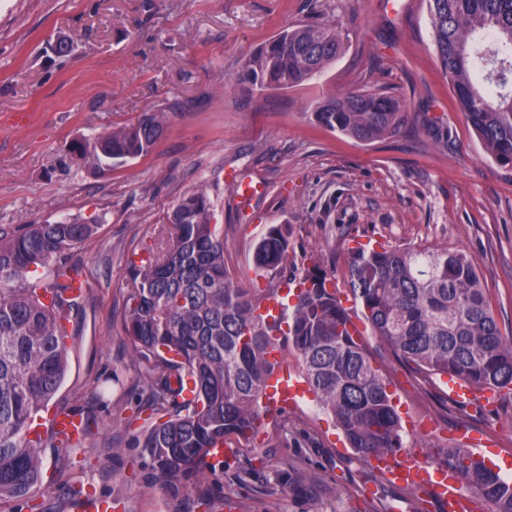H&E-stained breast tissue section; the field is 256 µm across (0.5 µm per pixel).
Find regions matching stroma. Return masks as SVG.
Listing matches in <instances>:
<instances>
[{
    "label": "stroma",
    "mask_w": 512,
    "mask_h": 512,
    "mask_svg": "<svg viewBox=\"0 0 512 512\" xmlns=\"http://www.w3.org/2000/svg\"><path fill=\"white\" fill-rule=\"evenodd\" d=\"M336 27L344 54L303 85L248 89L241 61L281 29ZM380 86L416 113L413 130L363 143L309 121L324 98ZM168 115L148 155L102 176L70 158L75 140ZM24 122H16V115ZM260 184L241 199L234 179ZM205 191L227 266L253 287L255 244L269 225L290 231L298 268L345 279L354 242L461 249L472 256L503 336H512V166L484 151L436 58L427 0H0V232L76 218L95 225L68 254L86 281L53 411L95 410L81 446L43 452L35 508L78 512L77 490L112 512H435L349 447L300 388L270 403L254 447L236 449L180 499L147 483L132 439L145 424L146 365L123 331L128 261L152 246L181 199ZM360 333L402 418L401 456L436 462L439 448L489 437L512 459V393L466 407L446 377L411 373L368 325ZM112 392L100 397L105 379Z\"/></svg>",
    "instance_id": "stroma-1"
}]
</instances>
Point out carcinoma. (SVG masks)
<instances>
[{
	"instance_id": "obj_1",
	"label": "carcinoma",
	"mask_w": 512,
	"mask_h": 512,
	"mask_svg": "<svg viewBox=\"0 0 512 512\" xmlns=\"http://www.w3.org/2000/svg\"><path fill=\"white\" fill-rule=\"evenodd\" d=\"M440 67L460 111L485 151L512 164V0H428ZM344 53L331 25H296L262 44L242 64V80L259 88L297 87ZM310 121L361 142L397 134L410 118L395 96L376 87L335 95L307 113ZM167 113L77 140L87 170L100 176L147 155ZM204 192L184 197L167 216L166 246L141 264L123 331L148 364L150 391L141 410L154 423L136 443L151 460L148 481L178 498L211 467L215 448L251 446L263 426L262 399L279 366L267 350L293 348L317 404L332 414L349 446L365 458L403 448V427L380 371L350 331L353 311L336 278L318 266L288 274L289 230L271 225L256 243L255 276L243 288L224 262V237L211 223ZM96 225L80 220L29 224L0 234V500L28 503L43 489L42 452L50 438L30 436L66 369L71 324L83 295L68 251ZM298 280L296 301L278 321L255 311L280 281ZM345 284L373 335L416 375L446 376L476 390L512 387V339L501 334L473 260L460 250L409 245L347 249ZM177 383L175 389L172 383ZM443 463L491 505L512 512L508 481L461 448Z\"/></svg>"
}]
</instances>
